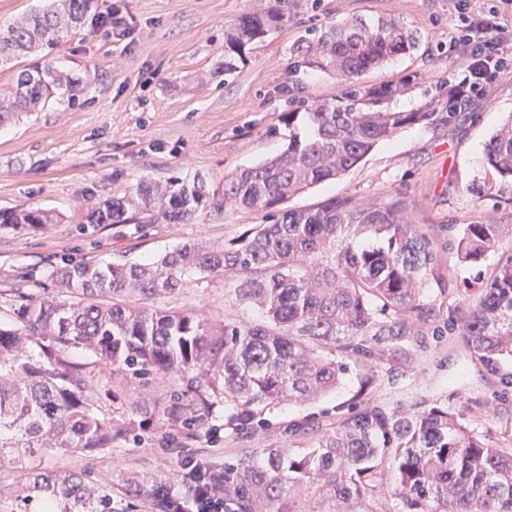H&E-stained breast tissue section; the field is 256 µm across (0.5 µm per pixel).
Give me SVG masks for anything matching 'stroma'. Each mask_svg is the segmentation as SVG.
Returning <instances> with one entry per match:
<instances>
[{
	"label": "stroma",
	"instance_id": "35a3bbf8",
	"mask_svg": "<svg viewBox=\"0 0 512 512\" xmlns=\"http://www.w3.org/2000/svg\"><path fill=\"white\" fill-rule=\"evenodd\" d=\"M457 0H97L98 12L118 6L129 36H108L83 25L52 54L20 59L19 68L54 64L78 78V105L50 102L0 126V209L40 207L57 223L43 229H0V311L18 293L54 286V272L68 264L148 261L190 240L220 244L264 223L263 214L240 206L212 210L192 224L95 225L85 221L92 202L130 191L139 180L165 182L200 175L221 189L226 177L256 166L288 144L290 127H303L307 94L336 100L335 76L305 67L294 47L325 27L350 18L395 17L418 30L419 48L367 71L370 86L396 84L392 108L411 111L448 100V82L465 64L451 47ZM282 15L277 29L255 43L244 66L224 76V31L241 17ZM300 114L289 121V111ZM462 118L409 126L379 143L345 176L309 186L285 208L314 209L331 199L363 202L399 197L428 236L436 265L424 300L440 309L413 343L410 363L351 364L341 385L302 406L265 413L241 434L229 412L211 422L215 443L197 439L193 456L233 469L262 449L292 445L305 424L329 425L368 404L387 408L441 404L464 410L468 426L496 448H512V390L472 359L448 317L457 300L479 295L494 270V258L459 262L457 240L467 224H512V204L497 196L468 193L486 176L479 148L512 113V71L502 72L484 95L472 98ZM164 303L193 309L211 324L251 322L260 310L239 303L223 277L188 283ZM172 431L150 424L140 441L91 453L47 455L50 469L92 467L105 483L130 475L176 484Z\"/></svg>",
	"mask_w": 512,
	"mask_h": 512
}]
</instances>
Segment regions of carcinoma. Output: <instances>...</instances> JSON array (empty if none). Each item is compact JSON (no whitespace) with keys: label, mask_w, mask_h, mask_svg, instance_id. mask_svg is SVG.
Returning <instances> with one entry per match:
<instances>
[{"label":"carcinoma","mask_w":512,"mask_h":512,"mask_svg":"<svg viewBox=\"0 0 512 512\" xmlns=\"http://www.w3.org/2000/svg\"><path fill=\"white\" fill-rule=\"evenodd\" d=\"M96 0H48L0 28V71L27 53L53 51L93 14ZM280 18L252 14L224 34V76ZM420 34L396 18L331 25L295 51L314 71L341 79L339 102L312 98L307 128L293 131L276 158L225 179L220 191L195 175L163 185L146 180L134 191L92 203L90 224H192L230 203L262 212L258 224L223 244L186 242L151 262L81 263L59 268L52 294H18L0 320V467L24 473L16 500L49 512H185L208 483L215 462L194 463L195 478L179 492L132 477L117 488L85 469L34 464L46 453L92 452L137 436L139 417H158L181 436V449L200 437L219 403L248 429L284 403L311 402L335 390L345 360H412L409 344L438 316L423 303L433 272L425 233L400 198L343 199L314 211L279 205L305 188L345 175L380 142L435 119V110L394 111L384 101L397 85L372 87L361 76L408 54ZM84 88L52 65L24 70L0 88V124ZM492 178L512 188V117L483 145ZM53 223L44 210H0V228ZM506 224H466L457 241L462 262L495 253ZM232 282L237 300L258 307L261 321L212 326L201 314L155 304L204 276ZM459 335L472 356L512 387V254L499 258L474 300L458 302ZM342 359H336L335 352ZM112 364L140 394L130 403L112 392L116 418L102 411L95 361ZM171 377L166 400L150 404V387ZM301 448H268L241 463L212 495L236 512H365L364 501L389 473L388 512H512V448H493L444 405L387 408L372 404L318 433L298 429Z\"/></svg>","instance_id":"obj_1"}]
</instances>
